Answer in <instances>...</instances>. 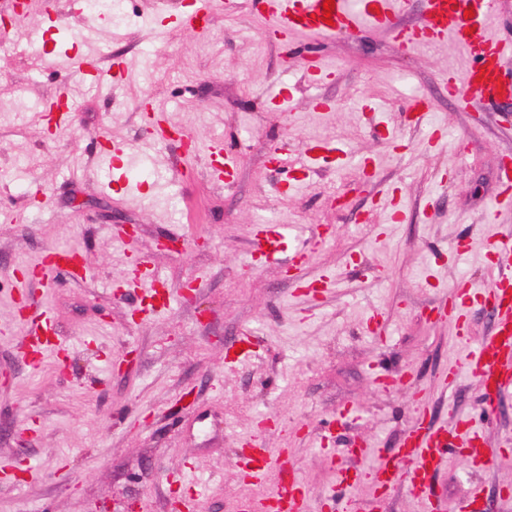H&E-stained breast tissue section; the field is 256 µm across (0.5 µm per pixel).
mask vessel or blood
I'll return each mask as SVG.
<instances>
[{"label":"vessel or blood","mask_w":512,"mask_h":512,"mask_svg":"<svg viewBox=\"0 0 512 512\" xmlns=\"http://www.w3.org/2000/svg\"><path fill=\"white\" fill-rule=\"evenodd\" d=\"M324 0H269L274 28L284 34L302 33L314 38L350 33L366 25L392 30L404 50H414L426 44L454 40L471 58L472 66L462 78H449L448 88L462 92L467 106L481 107L497 97L496 80L500 76L499 61L512 46L503 44L491 32L493 7L496 0H425V22L416 30L395 27L393 20L405 0H335L330 22H323ZM220 0H193V8L181 15L186 27L208 24L218 13ZM78 70L97 82L117 80L123 71L121 60H113L109 68H100L96 59H77ZM217 163L214 172L225 182L233 180V162L223 142H216L211 151ZM292 232L288 225L259 224L251 255L262 264L272 265L283 260L306 259V250H289ZM498 257L499 275L492 288L462 281L455 285L451 301L436 308L437 318L453 314L463 320L468 302L483 298L496 316L491 333L469 347L465 367L475 378L484 395L501 399L512 393V233L500 235L488 245ZM78 253L72 249L54 248L47 252L35 271L39 278L54 273L70 277L81 276ZM464 443L474 465L489 466L495 451L487 445L484 429L470 419L458 420L454 427L432 426L418 421L405 441L382 458L369 475L382 488L404 485L427 506V512H437L438 503L432 487L433 477L444 463L449 448ZM281 483L272 500L260 503L244 499V512H305V487L297 466L281 462Z\"/></svg>","instance_id":"1"}]
</instances>
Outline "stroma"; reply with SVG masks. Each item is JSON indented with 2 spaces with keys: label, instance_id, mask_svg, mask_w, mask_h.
Wrapping results in <instances>:
<instances>
[{
  "label": "stroma",
  "instance_id": "stroma-1",
  "mask_svg": "<svg viewBox=\"0 0 512 512\" xmlns=\"http://www.w3.org/2000/svg\"><path fill=\"white\" fill-rule=\"evenodd\" d=\"M21 30L0 29V512H238L243 492L266 500L287 454L308 490L306 512H421L406 488L343 484L369 471L356 442L397 448L425 404L432 424L483 423L490 467L471 470L456 448L434 480L438 512H458L471 482L487 512H512V395L485 415L464 367L467 345L494 323L483 304L468 330L430 320L459 281L491 287L487 241L512 230L494 211L502 161L512 160V103L483 109L449 92L468 57L452 42L402 50L392 31L367 27L325 38L271 37L262 0H238L203 28L179 24L184 0H127L118 24L87 0H28ZM47 50L30 54L32 41ZM329 78L310 82L308 47ZM126 63L111 84L90 83L62 52ZM288 90L287 111L268 103ZM66 97L68 109L51 106ZM329 102L317 112L313 102ZM427 109L406 122L413 100ZM163 107L190 137L156 140L144 103ZM130 154L126 191L100 157L101 140ZM223 139L231 185L212 178L208 146ZM327 142L283 193L275 148ZM399 221H392V212ZM297 227L309 258L250 269L256 224ZM88 259L83 280H23L47 250ZM151 262L165 296L116 294L133 259ZM48 308L52 340L38 367L22 358L27 324L14 306ZM248 357L226 359L238 337ZM408 379L381 391L379 367ZM456 372L453 385L443 376ZM258 432L273 462L244 487L238 434Z\"/></svg>",
  "mask_w": 512,
  "mask_h": 512
}]
</instances>
